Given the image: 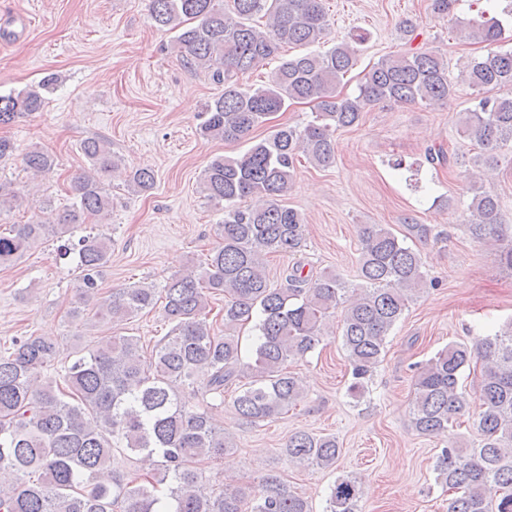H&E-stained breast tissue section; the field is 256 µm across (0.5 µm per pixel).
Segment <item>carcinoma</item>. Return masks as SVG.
<instances>
[{
  "mask_svg": "<svg viewBox=\"0 0 512 512\" xmlns=\"http://www.w3.org/2000/svg\"><path fill=\"white\" fill-rule=\"evenodd\" d=\"M150 19L160 30L176 31L183 61L204 68L223 86L204 107L201 135L237 142L292 102H316L320 112L303 129L280 126L235 156H216L204 170L202 192L222 206L218 245L197 270L171 275L161 289L133 285L100 296L99 272L108 263L112 239L88 233L74 237L89 217L112 212L105 178L118 166L111 144L82 142L90 171L73 180L70 206L45 207L28 224L0 233V268L16 263L53 232L56 256L80 271L75 316L120 324L164 299L169 331L144 356L139 339L114 336L87 350L63 352L40 336L17 339L0 355V472L14 482L0 486V512H312L308 502L288 491L276 476L261 489L226 485L215 491L200 481L198 464L230 449L224 430L208 412L190 408L180 389L208 374L207 392L224 400L235 386L233 405L248 425L273 419L303 398L288 362L305 357L323 340L330 311L344 306L341 336L351 369L349 392L360 394L382 361L386 338L414 296L436 280L428 277L421 253L407 244L426 239L432 228L408 224L396 235L383 224L358 225V282L338 275L303 273L300 263L286 268L273 285L265 259L295 256L305 247L306 224L283 203L299 155L318 167L335 159L334 133L359 123L364 109L382 102L438 105L448 102L454 84L448 64L437 53L411 49L380 59L364 74L353 97L336 87L356 65V49L367 35L327 50L284 59L266 86L243 88L234 79L275 56L284 45L310 47L326 42L324 0H149ZM267 18L265 30L254 17ZM467 38L497 45L502 21L481 17L466 27ZM469 86L484 94L466 112L462 133L490 152L512 144V49L491 50L466 65ZM56 77L35 87L0 94V126L42 111L44 93ZM34 176L50 172L54 157L40 148L23 157ZM155 184L149 169L131 170L127 187L145 193ZM468 231L480 244L496 247L499 264L512 272V224L501 223L497 197L470 181ZM224 295L221 319H209V298ZM224 324V334L214 324ZM254 323L256 339L242 352L235 329ZM61 363V381L41 382L44 370ZM478 363L482 410L474 423L478 443L441 449L436 482L453 494L448 512H512V322L476 346L454 343L419 366L410 410L415 430L426 436L448 432L463 415L464 368ZM120 448L156 459L160 476L116 477L108 486L98 473ZM282 453L300 466L329 468L340 455L334 436L298 432ZM361 484L338 479L325 512H357Z\"/></svg>",
  "mask_w": 512,
  "mask_h": 512,
  "instance_id": "carcinoma-1",
  "label": "carcinoma"
}]
</instances>
